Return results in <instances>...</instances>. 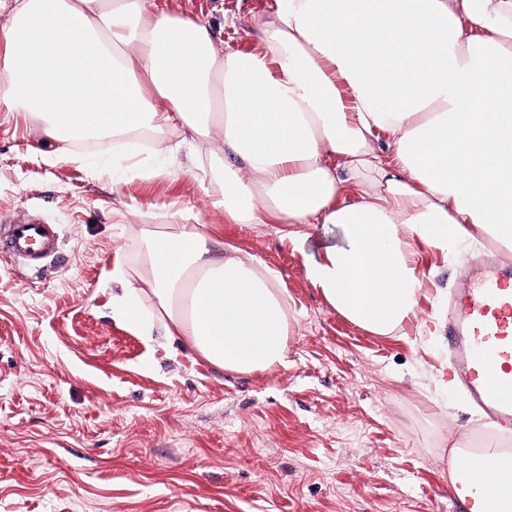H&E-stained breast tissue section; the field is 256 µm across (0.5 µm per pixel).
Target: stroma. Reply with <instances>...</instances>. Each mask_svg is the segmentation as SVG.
<instances>
[{
    "mask_svg": "<svg viewBox=\"0 0 512 512\" xmlns=\"http://www.w3.org/2000/svg\"><path fill=\"white\" fill-rule=\"evenodd\" d=\"M210 22L217 49L250 51L271 0H153ZM40 119L0 112V226L38 218L60 246L40 269L0 252V512H463L451 451L512 446L448 376L449 301L484 236L439 253L418 317L391 336L341 317L306 261L343 245L330 224H229L211 206L222 170L194 167L179 132L161 148L103 136L74 158ZM198 214L281 277L288 364L239 373L112 318V253L140 257L145 224Z\"/></svg>",
    "mask_w": 512,
    "mask_h": 512,
    "instance_id": "1",
    "label": "stroma"
}]
</instances>
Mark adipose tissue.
Here are the masks:
<instances>
[{
	"label": "adipose tissue",
	"instance_id": "ef3b65f1",
	"mask_svg": "<svg viewBox=\"0 0 512 512\" xmlns=\"http://www.w3.org/2000/svg\"><path fill=\"white\" fill-rule=\"evenodd\" d=\"M0 110L43 115L57 154L146 126L205 140L230 224H333L306 276L389 336L417 318L418 248L512 232V0H274L257 52L147 0H11ZM163 107H156V100ZM390 133L385 148L377 131ZM360 194L338 204L347 184ZM112 258V316L241 373L288 363L287 293L192 212Z\"/></svg>",
	"mask_w": 512,
	"mask_h": 512
}]
</instances>
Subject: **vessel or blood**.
Here are the masks:
<instances>
[{"instance_id":"1","label":"vessel or blood","mask_w":512,"mask_h":512,"mask_svg":"<svg viewBox=\"0 0 512 512\" xmlns=\"http://www.w3.org/2000/svg\"><path fill=\"white\" fill-rule=\"evenodd\" d=\"M0 242L35 268L55 253L56 228L18 220ZM448 359L473 404L492 423L512 428V265L490 266L459 289L448 320ZM451 495L464 512H498L500 506L481 489L478 461L461 467Z\"/></svg>"}]
</instances>
